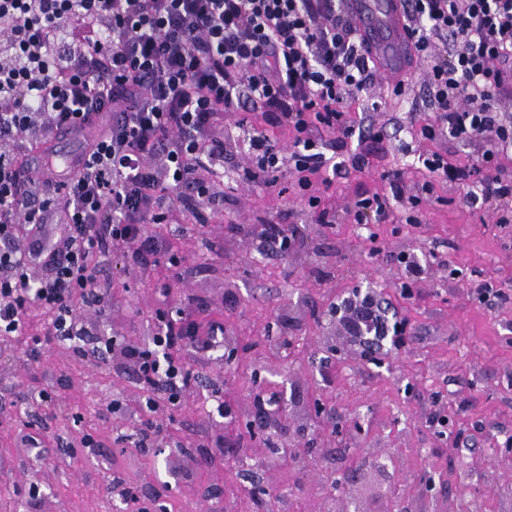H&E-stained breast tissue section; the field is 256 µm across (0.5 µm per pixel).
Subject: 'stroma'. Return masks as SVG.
I'll return each instance as SVG.
<instances>
[{"mask_svg": "<svg viewBox=\"0 0 512 512\" xmlns=\"http://www.w3.org/2000/svg\"><path fill=\"white\" fill-rule=\"evenodd\" d=\"M410 78L406 95L388 94L379 78L348 103L350 120L365 132L336 157L366 153L372 167L320 187L332 223H319L297 190L280 197L247 181L234 146L239 131L228 124L224 165L215 172L224 203L209 226L177 232L183 216L173 212L151 228L166 240L164 250L118 252L105 262L100 280L110 304L86 312L91 335L148 344L159 311L191 295L204 305L196 315L200 331L217 321L233 336L231 358L220 349L182 351L194 381L180 405L149 412L148 390L132 372L47 339L46 317L29 309L26 332L0 340V512H137L138 502L113 492L117 483L151 512H258L237 497L253 479L287 491V512H303L334 494L322 473L340 475L352 464L359 477L351 491L371 512H389L383 490L394 484L405 490L401 512L463 504L471 512H512V454L504 447L512 436V223L498 225L487 206L466 204L463 189L442 182L417 208L400 203L412 222L360 224L353 213L358 198L385 192L382 172L400 171L410 191L429 176L419 155L437 151L465 167L482 150L479 139L423 138L415 120L431 113L428 91L418 72ZM261 222L291 226L302 250L278 257L256 251L242 228ZM432 251L447 269L408 280L397 255ZM483 281L504 292L495 306L472 296ZM369 284L408 321L407 345L387 368L324 358L330 303ZM281 382L298 413L319 401L327 421L357 422L361 432L341 439L313 425L312 464L260 467L265 448L239 407L253 391ZM43 393L54 399V414L41 406ZM435 394L448 417L440 432L424 425ZM217 395L231 405V417L217 414ZM116 400L118 417L110 410ZM154 425L162 449L144 455L127 443ZM27 433L40 449L24 441ZM86 434L96 447H82ZM219 437L228 448L221 456L213 452ZM427 471L430 488L419 484Z\"/></svg>", "mask_w": 512, "mask_h": 512, "instance_id": "obj_1", "label": "stroma"}]
</instances>
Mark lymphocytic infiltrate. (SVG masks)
<instances>
[{
	"mask_svg": "<svg viewBox=\"0 0 512 512\" xmlns=\"http://www.w3.org/2000/svg\"><path fill=\"white\" fill-rule=\"evenodd\" d=\"M344 0H0V335L26 329L30 306L49 335L84 340L75 308L103 311L108 290L100 258L157 252L150 228L173 210L203 223L215 205L204 172L224 159V120L236 117L265 183L284 160L301 189L317 184L329 160L315 130L345 140L343 101L368 90L375 65L345 14ZM413 49L426 61L434 113L421 134L491 142L472 167L424 157L433 176L465 186L512 222V177L498 164L512 150V0H403ZM260 114L264 128L249 124ZM80 169L66 181L32 164L83 116ZM292 132L283 148L274 130ZM60 202L65 228L43 242V214ZM357 341L382 345L396 328L377 298L356 311ZM151 346L104 343L152 392L149 411L177 406L192 375L178 355L195 336L193 311L159 315Z\"/></svg>",
	"mask_w": 512,
	"mask_h": 512,
	"instance_id": "f902f5d3",
	"label": "lymphocytic infiltrate"
}]
</instances>
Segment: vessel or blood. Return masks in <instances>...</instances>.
Returning <instances> with one entry per match:
<instances>
[{"mask_svg":"<svg viewBox=\"0 0 512 512\" xmlns=\"http://www.w3.org/2000/svg\"><path fill=\"white\" fill-rule=\"evenodd\" d=\"M346 10L380 72L397 78L408 62L409 31L401 0H347Z\"/></svg>","mask_w":512,"mask_h":512,"instance_id":"1","label":"vessel or blood"}]
</instances>
